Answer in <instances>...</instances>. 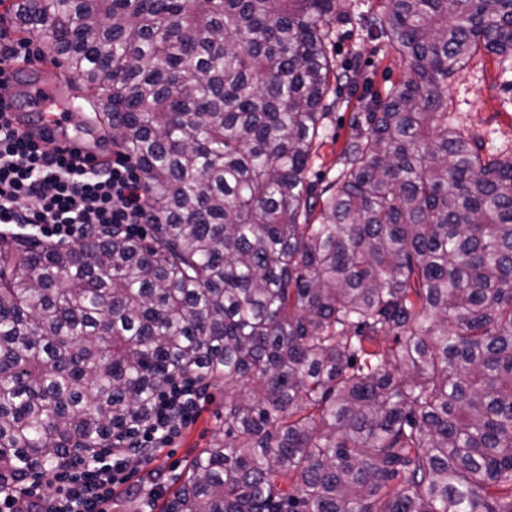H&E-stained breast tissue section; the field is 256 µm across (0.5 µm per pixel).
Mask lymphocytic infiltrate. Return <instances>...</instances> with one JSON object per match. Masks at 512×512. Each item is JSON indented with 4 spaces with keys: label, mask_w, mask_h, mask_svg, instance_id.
I'll return each instance as SVG.
<instances>
[{
    "label": "lymphocytic infiltrate",
    "mask_w": 512,
    "mask_h": 512,
    "mask_svg": "<svg viewBox=\"0 0 512 512\" xmlns=\"http://www.w3.org/2000/svg\"><path fill=\"white\" fill-rule=\"evenodd\" d=\"M143 181L130 156L115 152L106 169L87 170L75 155L36 141L15 113L0 110V224L15 225L26 235L72 244L96 228L121 225L135 234L151 223ZM199 394L182 380L157 397L153 421L138 438L149 448L172 441L190 421ZM127 458L104 453L97 460L73 459L67 466L26 484L19 493L0 496V512H22L43 488L54 489L57 501L47 512H110L112 489L130 481Z\"/></svg>",
    "instance_id": "f902f5d3"
}]
</instances>
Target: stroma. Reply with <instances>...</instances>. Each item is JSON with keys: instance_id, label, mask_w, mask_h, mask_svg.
Masks as SVG:
<instances>
[{"instance_id": "35a3bbf8", "label": "stroma", "mask_w": 512, "mask_h": 512, "mask_svg": "<svg viewBox=\"0 0 512 512\" xmlns=\"http://www.w3.org/2000/svg\"><path fill=\"white\" fill-rule=\"evenodd\" d=\"M331 29L329 51L335 65L357 66L377 92H385L406 75V62L372 39L365 28L339 21ZM44 62L45 69H23L16 76L14 94L19 100L17 109L21 117L29 115L22 102L28 82L53 83L61 100L73 95L64 68L49 56ZM327 105L309 171L310 182L319 188L333 180L343 167L342 151L353 133L350 120L358 101L342 84L335 95L328 97ZM448 110L461 127L482 138L486 152L497 153L512 147V67H506L497 56L484 52L476 55L449 80ZM223 419L224 387L217 384L206 390L193 418L171 442L157 448L148 463L136 464L137 489L132 493L116 489L112 512H140L143 500L153 489L158 497L152 510L164 512L187 477L191 461L209 446Z\"/></svg>"}]
</instances>
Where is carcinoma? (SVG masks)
Segmentation results:
<instances>
[{
	"instance_id": "cac0c4a2",
	"label": "carcinoma",
	"mask_w": 512,
	"mask_h": 512,
	"mask_svg": "<svg viewBox=\"0 0 512 512\" xmlns=\"http://www.w3.org/2000/svg\"><path fill=\"white\" fill-rule=\"evenodd\" d=\"M145 183L152 233L0 235V489L135 438L176 379L224 429L166 512H512V157L448 79L512 0H384L410 63L308 182L341 0H13Z\"/></svg>"
}]
</instances>
